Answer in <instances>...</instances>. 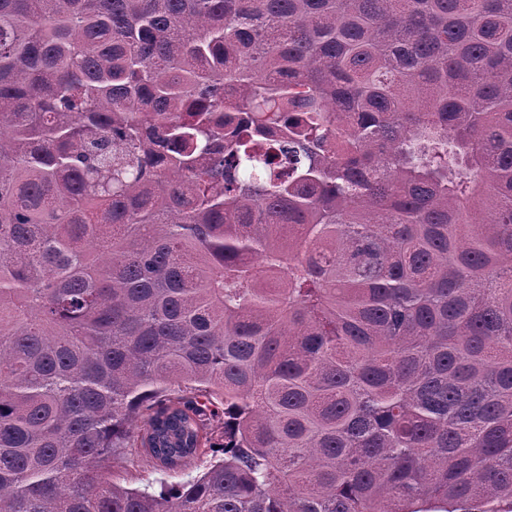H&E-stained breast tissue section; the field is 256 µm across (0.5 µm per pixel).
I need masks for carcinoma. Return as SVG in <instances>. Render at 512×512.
<instances>
[{
  "instance_id": "1",
  "label": "carcinoma",
  "mask_w": 512,
  "mask_h": 512,
  "mask_svg": "<svg viewBox=\"0 0 512 512\" xmlns=\"http://www.w3.org/2000/svg\"><path fill=\"white\" fill-rule=\"evenodd\" d=\"M505 501L512 0H0V512ZM181 473L162 474L144 461L140 462L139 466L132 467L119 458L115 460L112 468V478L124 486L131 488L152 486L156 490L160 489L161 482L180 481L182 479Z\"/></svg>"
}]
</instances>
